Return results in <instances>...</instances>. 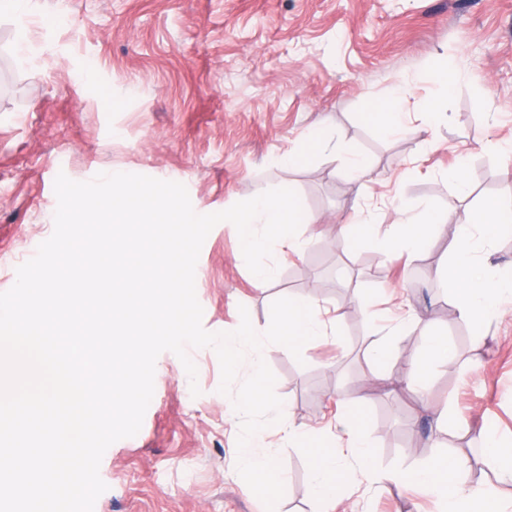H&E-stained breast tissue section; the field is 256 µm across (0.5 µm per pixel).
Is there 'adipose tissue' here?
<instances>
[{
  "label": "adipose tissue",
  "mask_w": 512,
  "mask_h": 512,
  "mask_svg": "<svg viewBox=\"0 0 512 512\" xmlns=\"http://www.w3.org/2000/svg\"><path fill=\"white\" fill-rule=\"evenodd\" d=\"M441 219L426 210L423 221H408L390 227L387 242L397 244L409 257L419 256L430 237L438 234ZM512 236V203L491 201L466 211L459 226L452 263L436 267L435 275L447 284L460 315L474 327L475 342L484 339V323L498 311L502 299L512 296V278L497 274L480 256L490 241ZM367 354L374 362L377 381L388 387L406 385L420 391L425 380L448 362V338L428 334L415 354L399 357L389 340H381ZM466 461L445 457L432 464L386 475L385 480L403 486H416L438 496L443 512H484L486 491L460 487L457 478Z\"/></svg>",
  "instance_id": "obj_1"
}]
</instances>
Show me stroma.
Segmentation results:
<instances>
[{
    "label": "stroma",
    "instance_id": "stroma-1",
    "mask_svg": "<svg viewBox=\"0 0 512 512\" xmlns=\"http://www.w3.org/2000/svg\"><path fill=\"white\" fill-rule=\"evenodd\" d=\"M0 50L9 76L0 84V292L54 231L58 173L179 182L200 214L293 189L310 221L299 250H274L264 290L235 227L208 234L195 270L204 328L235 330L244 307L265 331L280 297L311 295L339 310L301 359L273 345L263 355L294 420L326 436L351 468L335 512H438L436 497L380 476L458 454L461 440L479 462L466 483L491 491L486 512L512 498L481 461L487 433L512 448V311L475 343L458 335L457 308L434 275L451 258L465 208L512 200V0H29L24 15L0 14ZM443 66L450 86L440 98L429 76ZM395 97L405 128L387 136L372 114ZM434 101L438 120L426 115ZM318 127L327 143L313 149L307 136ZM490 139L499 150L486 148ZM288 153L298 163L279 165ZM351 153L369 165L362 179L350 174ZM427 204L444 220L418 257L371 242L352 253L340 246L338 225L420 220ZM407 311L414 321L397 339L401 352L432 331L448 334L450 358L422 400L380 388L365 354ZM189 355L193 380L174 353L158 356L139 432L102 458L108 489L94 512H265L236 469L240 417L218 391L217 355ZM365 393L372 460L363 469L345 452L336 401ZM431 405L447 409V425L435 427ZM257 438L259 454L282 463L275 512H316L301 452L275 425Z\"/></svg>",
    "mask_w": 512,
    "mask_h": 512
}]
</instances>
